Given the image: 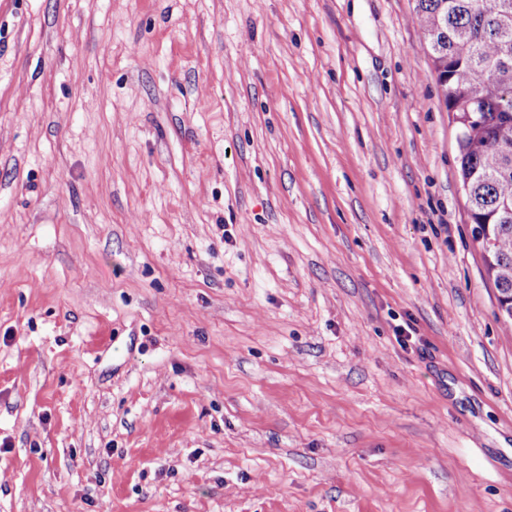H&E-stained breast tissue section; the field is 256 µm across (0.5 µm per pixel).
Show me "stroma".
Wrapping results in <instances>:
<instances>
[{
    "label": "stroma",
    "mask_w": 512,
    "mask_h": 512,
    "mask_svg": "<svg viewBox=\"0 0 512 512\" xmlns=\"http://www.w3.org/2000/svg\"><path fill=\"white\" fill-rule=\"evenodd\" d=\"M414 6L0 0V512H512Z\"/></svg>",
    "instance_id": "stroma-1"
}]
</instances>
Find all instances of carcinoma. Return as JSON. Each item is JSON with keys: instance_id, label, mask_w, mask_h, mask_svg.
<instances>
[{"instance_id": "obj_1", "label": "carcinoma", "mask_w": 512, "mask_h": 512, "mask_svg": "<svg viewBox=\"0 0 512 512\" xmlns=\"http://www.w3.org/2000/svg\"><path fill=\"white\" fill-rule=\"evenodd\" d=\"M415 19L465 128L457 159L472 238L497 291L512 294V0H416Z\"/></svg>"}]
</instances>
